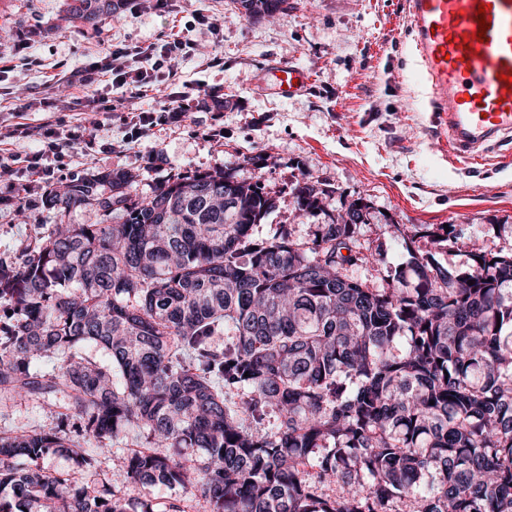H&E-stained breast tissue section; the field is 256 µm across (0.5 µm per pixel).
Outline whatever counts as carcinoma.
<instances>
[{"mask_svg":"<svg viewBox=\"0 0 512 512\" xmlns=\"http://www.w3.org/2000/svg\"><path fill=\"white\" fill-rule=\"evenodd\" d=\"M332 193L291 188L312 218ZM46 206L97 220L0 260V404L62 409L0 432V512H155L45 470L49 453L116 461L204 512H512V253L448 267L418 243L453 225L391 224L405 261L371 288L365 198L306 242L288 224L256 238L274 198L230 170L145 197L114 170Z\"/></svg>","mask_w":512,"mask_h":512,"instance_id":"1","label":"carcinoma"}]
</instances>
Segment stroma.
I'll use <instances>...</instances> for the list:
<instances>
[{"label":"stroma","mask_w":512,"mask_h":512,"mask_svg":"<svg viewBox=\"0 0 512 512\" xmlns=\"http://www.w3.org/2000/svg\"><path fill=\"white\" fill-rule=\"evenodd\" d=\"M404 0H288L271 17L253 18L230 0H112L111 9L82 17L73 0H0V131L17 116L36 126L46 119L74 127L85 107L81 90L49 75L72 70L117 43L152 42L172 24L222 17L219 46H201L177 62L178 90L213 91L190 106L183 125H159L131 140L128 108L158 111L162 93L128 98L104 87L110 116L96 139L71 153L56 173L57 187L98 173L124 170L140 195L177 174L234 170L238 179L260 182L275 200L273 211L253 228L258 237L280 224L310 237L291 194L297 180L330 185L325 202L337 214L357 197L371 205L360 241L383 238L385 259L361 277L380 285L401 260L392 224H452L459 235L440 263L468 267L473 253H512V151H489L465 163L448 151L417 72ZM280 63L307 70L312 80L292 97L278 94L271 69ZM49 187L28 179L31 205L18 212L17 182L0 177V259L18 258L31 239L47 234L56 218L43 201Z\"/></svg>","instance_id":"stroma-1"}]
</instances>
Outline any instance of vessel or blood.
Wrapping results in <instances>:
<instances>
[{
  "mask_svg": "<svg viewBox=\"0 0 512 512\" xmlns=\"http://www.w3.org/2000/svg\"><path fill=\"white\" fill-rule=\"evenodd\" d=\"M405 12L450 152L483 160L491 146L512 140V85L503 81L512 76V0H405ZM273 73L284 96L309 83L308 72L292 65Z\"/></svg>",
  "mask_w": 512,
  "mask_h": 512,
  "instance_id": "1",
  "label": "vessel or blood"
}]
</instances>
